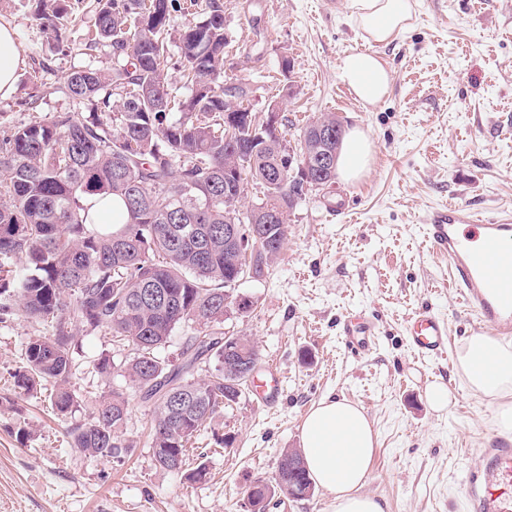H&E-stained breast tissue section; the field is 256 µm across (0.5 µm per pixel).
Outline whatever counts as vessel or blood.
<instances>
[{
	"mask_svg": "<svg viewBox=\"0 0 512 512\" xmlns=\"http://www.w3.org/2000/svg\"><path fill=\"white\" fill-rule=\"evenodd\" d=\"M433 250L448 260L451 284L476 315L481 328L491 335L512 339V219L478 224L476 237L455 212H447L427 226ZM342 332L352 352L367 350L375 327L363 321L359 327L343 323ZM407 344L424 358L442 356L448 350V321L432 308H416L407 326ZM486 465L471 473L468 495L474 512H512V497L502 488L512 483V446L483 449Z\"/></svg>",
	"mask_w": 512,
	"mask_h": 512,
	"instance_id": "b4317fda",
	"label": "vessel or blood"
}]
</instances>
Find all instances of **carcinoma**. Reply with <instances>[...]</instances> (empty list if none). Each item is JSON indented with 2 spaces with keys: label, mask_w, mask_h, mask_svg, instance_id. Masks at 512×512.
Masks as SVG:
<instances>
[{
  "label": "carcinoma",
  "mask_w": 512,
  "mask_h": 512,
  "mask_svg": "<svg viewBox=\"0 0 512 512\" xmlns=\"http://www.w3.org/2000/svg\"><path fill=\"white\" fill-rule=\"evenodd\" d=\"M170 8L172 0H97V35L110 41L120 68L73 70L58 87L95 111L18 126L0 140V295L12 291L19 309L48 327L27 341L14 384L29 392L53 381L49 398L62 421L79 407L69 388L77 334L104 329L133 345L122 375L153 406L155 465L175 461L181 469L192 438L246 387L245 371L226 375L224 361L260 359L247 341L224 342V291L242 267L262 273L260 258L224 241L228 215L246 208L239 238L260 240L280 256L288 227L268 220L269 212L294 213L307 192L287 169L285 132L244 112L224 136V109L232 99L243 105L246 91L224 85L229 41L224 10L213 0L179 33L191 94L172 95L165 72ZM66 16L59 0H42L37 20L60 43ZM316 124L301 130L294 153L311 180L332 183L336 170L318 164L327 145L314 136ZM277 170L279 182L266 186ZM251 182L266 194L246 206ZM97 194L123 203L125 223H92L84 200ZM142 290L165 298L167 307L144 301ZM182 324L194 325V333L175 366L161 350ZM210 358L214 369L195 377L196 365ZM182 392L191 399L176 412L171 399ZM127 416L124 394L112 390L67 434L90 457H115L131 447L123 438ZM310 486L306 470L288 468L285 449L272 478L252 485L251 498L255 505L269 494L303 500Z\"/></svg>",
  "instance_id": "obj_1"
}]
</instances>
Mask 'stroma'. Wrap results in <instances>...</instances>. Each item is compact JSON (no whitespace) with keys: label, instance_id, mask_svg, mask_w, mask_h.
I'll return each instance as SVG.
<instances>
[{"label":"stroma","instance_id":"stroma-1","mask_svg":"<svg viewBox=\"0 0 512 512\" xmlns=\"http://www.w3.org/2000/svg\"><path fill=\"white\" fill-rule=\"evenodd\" d=\"M230 40L227 77L241 80L253 112L279 101V124L296 135L332 112L345 129L370 137V172L310 193L288 224L277 262L234 288L253 306L230 312L227 331L254 338L261 364L276 366L278 403L261 410L242 396L202 430L191 464L211 477L191 483L156 467L146 421L151 407L124 378L101 375L108 356L131 346L104 330L76 336L69 386L80 398L76 420L117 389L129 404L124 428L133 448L122 458L73 448L43 391L18 393L14 375L29 337L45 333L9 295H0V512H245V491L271 477L285 448H300L312 405L330 396L360 405L379 435L365 493L386 512H473L467 473L491 445L495 403L470 393L455 358L421 360L405 343L407 320L427 305L448 320L450 347L475 325L448 284V262L427 242L426 226L448 207L483 218L512 215V0H416L408 28L373 44L391 77L386 100L362 106L338 78L341 58L363 37L351 0H219ZM38 0H0L26 60L13 96L0 99V138L17 126L71 113L90 103L57 93L67 73L111 70L109 42L88 45L95 0H69V33L54 44L35 16ZM294 61L284 74L281 58ZM378 322L369 351L352 353L340 330L348 315ZM452 398L437 412L428 386ZM232 436L219 447L214 432Z\"/></svg>","mask_w":512,"mask_h":512}]
</instances>
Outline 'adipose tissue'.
<instances>
[{
    "label": "adipose tissue",
    "mask_w": 512,
    "mask_h": 512,
    "mask_svg": "<svg viewBox=\"0 0 512 512\" xmlns=\"http://www.w3.org/2000/svg\"><path fill=\"white\" fill-rule=\"evenodd\" d=\"M357 27L377 43H390L414 11L413 0H352ZM25 60L9 23L0 22V98L13 95ZM338 77L366 106L382 102L391 87L387 65L374 54L354 52L341 58ZM372 147L367 135L353 129L339 149L336 170L355 181L370 169ZM456 367L473 394L497 402L495 425L512 433V343L478 330L456 350ZM377 433L363 410L331 397L314 405L302 424L301 454L311 480L335 497V512H386L385 503L364 493L369 480Z\"/></svg>",
    "instance_id": "obj_1"
}]
</instances>
